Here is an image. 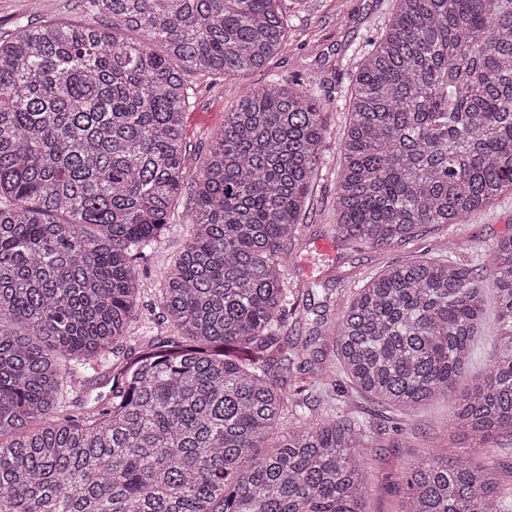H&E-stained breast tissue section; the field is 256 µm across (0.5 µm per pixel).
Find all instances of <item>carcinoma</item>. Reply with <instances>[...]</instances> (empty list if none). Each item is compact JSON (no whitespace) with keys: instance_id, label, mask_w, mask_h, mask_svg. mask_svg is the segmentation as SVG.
I'll return each instance as SVG.
<instances>
[{"instance_id":"carcinoma-1","label":"carcinoma","mask_w":512,"mask_h":512,"mask_svg":"<svg viewBox=\"0 0 512 512\" xmlns=\"http://www.w3.org/2000/svg\"><path fill=\"white\" fill-rule=\"evenodd\" d=\"M295 0H84L112 19L30 23L0 38V512H366L362 448L386 427L321 400L305 377L406 415L465 375L499 312L498 356L452 424L475 449L512 436V236L480 274L448 258L333 289L288 284L284 242L321 172L311 84L272 79L224 113L188 167L196 73L240 76L288 38ZM353 50L331 225L386 247L460 224L512 190V0H392ZM189 237L164 272L166 333L112 359L109 395L61 410L67 383L129 337L137 261L185 182ZM312 326L302 339L289 320ZM332 352L330 362L316 359ZM401 512H509L475 453L405 472Z\"/></svg>"}]
</instances>
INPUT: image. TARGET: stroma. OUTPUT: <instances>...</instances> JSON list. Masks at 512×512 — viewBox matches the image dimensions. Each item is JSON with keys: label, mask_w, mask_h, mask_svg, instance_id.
<instances>
[{"label": "stroma", "mask_w": 512, "mask_h": 512, "mask_svg": "<svg viewBox=\"0 0 512 512\" xmlns=\"http://www.w3.org/2000/svg\"><path fill=\"white\" fill-rule=\"evenodd\" d=\"M389 0H303L295 25L288 33L282 54L267 68L238 77L195 75V95L186 111L184 125L190 149L189 163L207 150L213 132L224 122L246 89L267 84L270 73L284 80L314 83L334 102L325 113L327 142L323 170L314 182L305 205L306 227L288 256V277L293 281H318L349 285L387 265L421 257L449 256L479 267L488 260L486 249L496 240L512 235V191L506 192L460 224L428 228L413 240L384 248L345 246L331 232L336 221L333 201L340 164L338 144L348 123L345 91L352 79L351 50L381 30L389 16ZM81 0H38L24 11L19 0H0V37L14 34L27 22L78 25L88 22ZM194 205L192 186H185L174 210L173 222L160 241L139 262L140 299L132 342L162 331V312L156 305L158 280L185 241L184 217ZM496 311L487 304L475 356L457 386L466 391L475 377L491 365L495 353ZM456 395L418 408L406 421L404 433H388L366 451L371 475L367 512H398L404 495L403 472L426 449L444 447L455 453L469 451L468 439L451 424Z\"/></svg>", "instance_id": "1"}]
</instances>
